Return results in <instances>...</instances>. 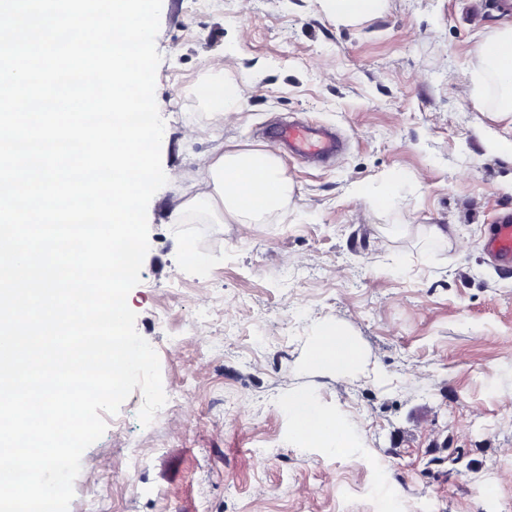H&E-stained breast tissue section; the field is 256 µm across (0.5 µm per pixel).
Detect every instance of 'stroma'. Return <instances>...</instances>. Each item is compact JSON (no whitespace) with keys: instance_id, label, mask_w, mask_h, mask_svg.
Here are the masks:
<instances>
[{"instance_id":"obj_1","label":"stroma","mask_w":512,"mask_h":512,"mask_svg":"<svg viewBox=\"0 0 512 512\" xmlns=\"http://www.w3.org/2000/svg\"><path fill=\"white\" fill-rule=\"evenodd\" d=\"M509 20L475 0L349 18L327 0H162L169 180L127 303L192 417L167 404L142 425L134 391L122 432L85 450L69 512H512V275L481 248L512 209V112L478 51ZM222 81L240 90L231 125L202 93ZM294 119L344 148L322 164L278 149L279 209L247 227L174 213L201 158L264 148ZM334 327L359 350L345 374L309 362ZM302 392L352 424L353 448L298 437Z\"/></svg>"}]
</instances>
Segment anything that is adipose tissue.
<instances>
[{
    "mask_svg": "<svg viewBox=\"0 0 512 512\" xmlns=\"http://www.w3.org/2000/svg\"><path fill=\"white\" fill-rule=\"evenodd\" d=\"M199 185L198 193L192 198L174 201V211L206 205L222 210L225 216L239 223L251 224L281 206L290 192L276 150L271 146L230 150L204 158ZM356 357L357 347L351 338L341 331L330 330L320 337L311 361L341 373L352 366ZM292 411L299 421L302 439L325 443L339 452L352 447L353 427L322 410L311 395L297 396Z\"/></svg>",
    "mask_w": 512,
    "mask_h": 512,
    "instance_id": "1",
    "label": "adipose tissue"
}]
</instances>
